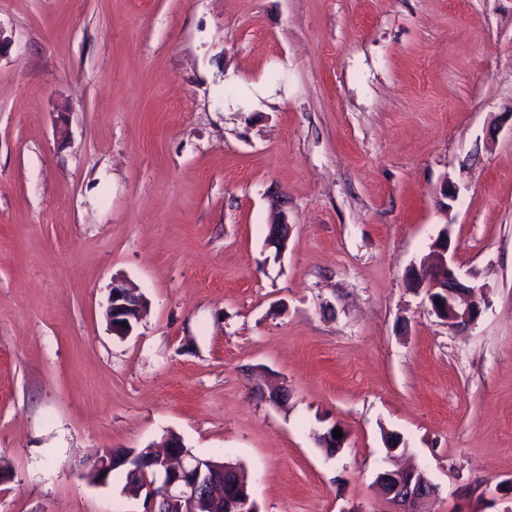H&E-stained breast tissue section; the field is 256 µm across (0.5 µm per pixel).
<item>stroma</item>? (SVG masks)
Returning a JSON list of instances; mask_svg holds the SVG:
<instances>
[{"label":"stroma","mask_w":512,"mask_h":512,"mask_svg":"<svg viewBox=\"0 0 512 512\" xmlns=\"http://www.w3.org/2000/svg\"><path fill=\"white\" fill-rule=\"evenodd\" d=\"M511 110L512 0H0V512H144L78 464L171 432L259 512L394 462L512 512ZM445 229L463 329L407 282ZM290 230V225L285 215L280 216L277 220L270 223L267 245L275 248L277 255H280L286 249ZM131 287L126 281H120L119 284L113 283L110 291L106 317L112 330L119 333L118 336H126L132 331L145 303L143 296L129 289ZM131 311L136 313V317L130 314ZM122 323H126V326H122Z\"/></svg>","instance_id":"1"}]
</instances>
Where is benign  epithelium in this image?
I'll return each mask as SVG.
<instances>
[{"label": "benign epithelium", "mask_w": 512, "mask_h": 512, "mask_svg": "<svg viewBox=\"0 0 512 512\" xmlns=\"http://www.w3.org/2000/svg\"><path fill=\"white\" fill-rule=\"evenodd\" d=\"M290 225L280 216L269 225L267 245L282 253L288 244ZM449 232H443L432 245V260L421 262L412 268L410 280L418 289L425 290L432 311L449 325L464 328L474 323L480 315L477 302L469 301L460 307L458 300L476 295L474 286L459 278L450 255ZM145 303L142 295L131 290L125 281L112 285L106 309L112 331L128 335L137 322L134 314L140 313ZM152 456L134 460V455L123 449H112V454L102 459L94 458L86 466L103 474L99 484L108 483L112 472L124 469L147 478V512H203L210 498L212 484L224 485L225 512H258L251 505L253 499L248 487L237 481L224 484L222 463L205 460L187 450L183 443L166 438L162 448H150ZM374 483L382 493V512H427V506L435 498L437 487L428 475L418 469H382Z\"/></svg>", "instance_id": "benign-epithelium-1"}]
</instances>
